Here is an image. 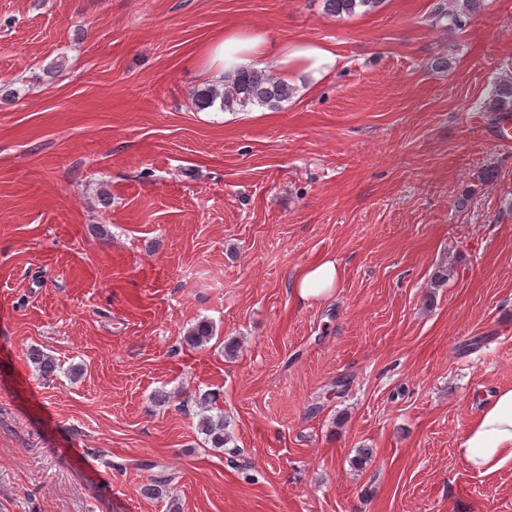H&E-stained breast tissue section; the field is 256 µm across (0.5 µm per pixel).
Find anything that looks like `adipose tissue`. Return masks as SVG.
I'll use <instances>...</instances> for the list:
<instances>
[{"label": "adipose tissue", "instance_id": "adipose-tissue-1", "mask_svg": "<svg viewBox=\"0 0 512 512\" xmlns=\"http://www.w3.org/2000/svg\"><path fill=\"white\" fill-rule=\"evenodd\" d=\"M207 81L223 84L237 69L257 65L289 85L307 78L317 82L338 62L328 46L309 41H277L265 32L238 25L225 27L201 49ZM340 280L335 260L323 258L296 274L292 290L300 300L330 295ZM468 467L491 476L512 462V388L498 391L465 430L459 448Z\"/></svg>", "mask_w": 512, "mask_h": 512}]
</instances>
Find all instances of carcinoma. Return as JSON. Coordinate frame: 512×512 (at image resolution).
Masks as SVG:
<instances>
[{"label": "carcinoma", "instance_id": "obj_1", "mask_svg": "<svg viewBox=\"0 0 512 512\" xmlns=\"http://www.w3.org/2000/svg\"><path fill=\"white\" fill-rule=\"evenodd\" d=\"M483 0H441L427 17L430 25L448 26V29H461L466 18L478 11ZM325 13L331 17L342 19L352 17L360 12L368 13L381 6L382 0H324ZM294 88L273 74L254 67L237 70L225 77L224 86L206 87L194 94L195 105L209 108L219 105L222 110L234 111L253 105L277 109L281 103L289 100ZM487 109L491 112H512V78L498 85L488 102ZM213 338V328L207 322L201 321L191 327L184 341L192 347L207 344ZM31 361L45 376L52 375L56 370L54 359L39 351L30 353ZM199 409L198 430L205 436V441L215 449L224 448L232 442L231 434L227 431V420L224 413L216 407L217 397L212 392H200L195 395Z\"/></svg>", "mask_w": 512, "mask_h": 512}]
</instances>
